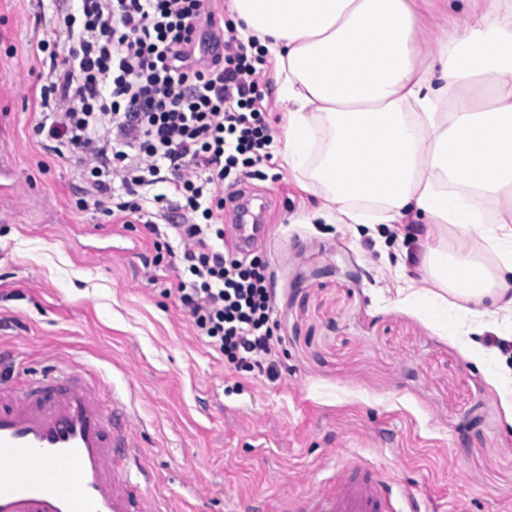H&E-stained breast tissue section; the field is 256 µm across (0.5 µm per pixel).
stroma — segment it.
<instances>
[{"label": "stroma", "mask_w": 512, "mask_h": 512, "mask_svg": "<svg viewBox=\"0 0 512 512\" xmlns=\"http://www.w3.org/2000/svg\"><path fill=\"white\" fill-rule=\"evenodd\" d=\"M74 0H0V381L57 363L132 397L143 463L172 512H289L358 454L420 512H512V427L493 378L395 289L416 224L329 222L272 142L255 243L273 271L279 374L231 369L193 332L143 225L93 201L71 149L45 147L40 90L64 74Z\"/></svg>", "instance_id": "35a3bbf8"}]
</instances>
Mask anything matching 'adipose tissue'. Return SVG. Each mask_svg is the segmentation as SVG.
Instances as JSON below:
<instances>
[{"label":"adipose tissue","mask_w":512,"mask_h":512,"mask_svg":"<svg viewBox=\"0 0 512 512\" xmlns=\"http://www.w3.org/2000/svg\"><path fill=\"white\" fill-rule=\"evenodd\" d=\"M464 7L463 34L421 37L434 0H231L241 40L277 62L285 161L340 224L425 231L400 301L470 336L512 326V0ZM468 237L448 244L449 232Z\"/></svg>","instance_id":"1"}]
</instances>
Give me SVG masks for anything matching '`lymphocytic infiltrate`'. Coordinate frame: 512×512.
Wrapping results in <instances>:
<instances>
[{"label":"lymphocytic infiltrate","mask_w":512,"mask_h":512,"mask_svg":"<svg viewBox=\"0 0 512 512\" xmlns=\"http://www.w3.org/2000/svg\"><path fill=\"white\" fill-rule=\"evenodd\" d=\"M61 23L74 45L41 89L56 110L38 134L79 152L100 209L162 240L196 335L235 368L275 374L270 266L231 246L223 222L224 186L262 178L271 158L262 54L210 0H78ZM207 40L223 53L203 56Z\"/></svg>","instance_id":"f902f5d3"}]
</instances>
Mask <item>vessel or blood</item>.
<instances>
[{
	"label": "vessel or blood",
	"mask_w": 512,
	"mask_h": 512,
	"mask_svg": "<svg viewBox=\"0 0 512 512\" xmlns=\"http://www.w3.org/2000/svg\"><path fill=\"white\" fill-rule=\"evenodd\" d=\"M135 419L72 365L32 373L18 389L0 382V512H163L161 494L126 465ZM309 503L311 512H417L359 461Z\"/></svg>",
	"instance_id": "vessel-or-blood-1"
}]
</instances>
